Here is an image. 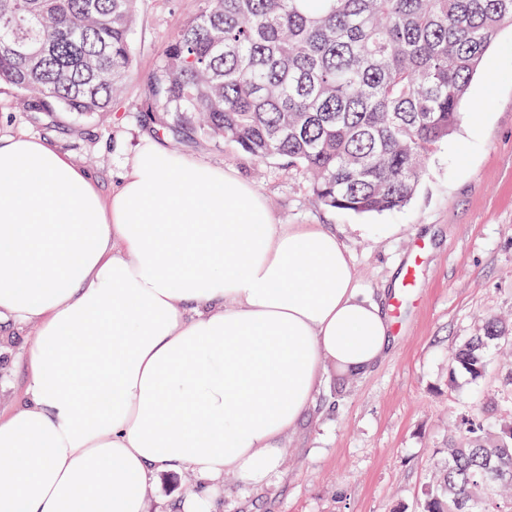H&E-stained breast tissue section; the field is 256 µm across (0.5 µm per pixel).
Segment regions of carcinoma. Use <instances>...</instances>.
I'll return each instance as SVG.
<instances>
[{
  "instance_id": "obj_1",
  "label": "carcinoma",
  "mask_w": 512,
  "mask_h": 512,
  "mask_svg": "<svg viewBox=\"0 0 512 512\" xmlns=\"http://www.w3.org/2000/svg\"><path fill=\"white\" fill-rule=\"evenodd\" d=\"M138 0H0V83L45 112L111 110L133 66ZM148 81L150 111L285 159L322 205L354 213L404 207L423 157L448 139L512 0H201ZM512 343L497 320L452 366L482 377L486 348ZM512 484V423L485 431L473 411L423 512H512L486 490Z\"/></svg>"
}]
</instances>
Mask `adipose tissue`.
<instances>
[{"label":"adipose tissue","mask_w":512,"mask_h":512,"mask_svg":"<svg viewBox=\"0 0 512 512\" xmlns=\"http://www.w3.org/2000/svg\"><path fill=\"white\" fill-rule=\"evenodd\" d=\"M32 325L0 418V512H144L153 475L266 486L329 367L391 346L319 224L275 223L232 171L147 142L111 194L66 152L0 139V318Z\"/></svg>","instance_id":"1"}]
</instances>
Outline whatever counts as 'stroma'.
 Listing matches in <instances>:
<instances>
[{"mask_svg":"<svg viewBox=\"0 0 512 512\" xmlns=\"http://www.w3.org/2000/svg\"><path fill=\"white\" fill-rule=\"evenodd\" d=\"M200 0H138L134 66L111 111L37 112L0 84V136L25 132L70 153L110 194L146 139L165 151L236 171L265 196L277 223L321 224L350 251L356 281L393 321L392 345L365 371L329 368L314 406L289 435L281 471L251 490L233 476L211 512H418L422 489L447 460L461 414L486 400L512 416V347L487 351L490 367L471 379L451 372L452 353L485 333L490 317L512 329V29L493 44L462 104L463 118L427 161L403 208L355 214L317 203L305 170L281 160L256 163L234 145L161 127L144 112L145 80ZM415 266L412 287L403 274ZM0 346V416L28 381L33 326L6 327ZM189 472L161 473L145 512H182Z\"/></svg>","mask_w":512,"mask_h":512,"instance_id":"stroma-1","label":"stroma"}]
</instances>
